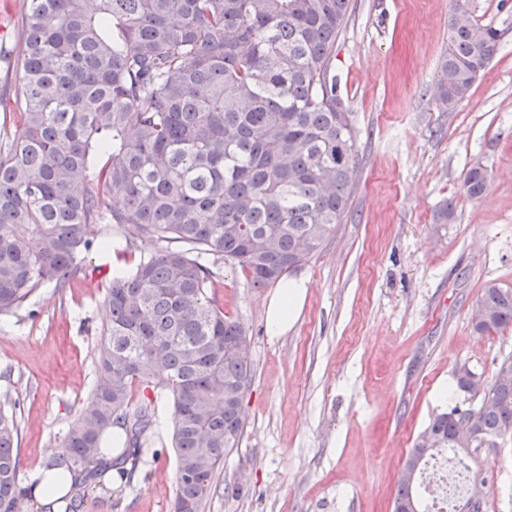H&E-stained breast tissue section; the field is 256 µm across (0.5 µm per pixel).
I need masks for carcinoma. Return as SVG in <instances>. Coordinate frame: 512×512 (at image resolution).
Here are the masks:
<instances>
[{"mask_svg":"<svg viewBox=\"0 0 512 512\" xmlns=\"http://www.w3.org/2000/svg\"><path fill=\"white\" fill-rule=\"evenodd\" d=\"M21 76L0 96L15 122L0 153V315L42 286L62 285L91 248L88 224L115 242H176L143 254L105 288L95 384L49 467L73 474L63 512H77L102 472L129 481L153 434L152 398L132 403L135 383L161 389L173 407L177 454L173 512H201L224 449L238 444L251 385L242 325L212 295L211 255L239 267L253 287L278 283L316 252L348 209L357 178V132L331 73L350 0H22ZM436 104L466 99L497 52L502 30L474 24L454 0ZM107 155L99 166L96 156ZM479 162L464 190L480 197ZM478 334L512 326V290L490 282ZM0 403V512H24L20 426ZM455 406L436 415L407 461L451 450ZM482 440L512 437V382H493L471 408ZM118 425L126 448L102 457ZM422 473L398 482L396 512H423Z\"/></svg>","mask_w":512,"mask_h":512,"instance_id":"obj_1","label":"carcinoma"}]
</instances>
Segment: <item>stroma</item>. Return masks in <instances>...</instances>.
I'll return each instance as SVG.
<instances>
[{"instance_id": "stroma-1", "label": "stroma", "mask_w": 512, "mask_h": 512, "mask_svg": "<svg viewBox=\"0 0 512 512\" xmlns=\"http://www.w3.org/2000/svg\"><path fill=\"white\" fill-rule=\"evenodd\" d=\"M332 68L359 139L349 210L321 248L290 270L306 283L286 335L266 331L273 287L212 260L211 294L250 339L254 375L244 430L227 449L204 512H393L405 460L431 419L478 404L454 371L491 382L512 361V328L480 335L473 314L487 282L512 289V0H469L478 25L503 29L467 99L434 102L452 0H352ZM487 190L469 199L473 163ZM453 203V221L437 210ZM92 243L65 286L48 284L0 316V395L18 399L20 480L60 448L94 387L103 291L155 244ZM144 449L148 480L109 484L80 512H170L176 493L172 408L157 402ZM487 512H512V438L483 466Z\"/></svg>"}]
</instances>
